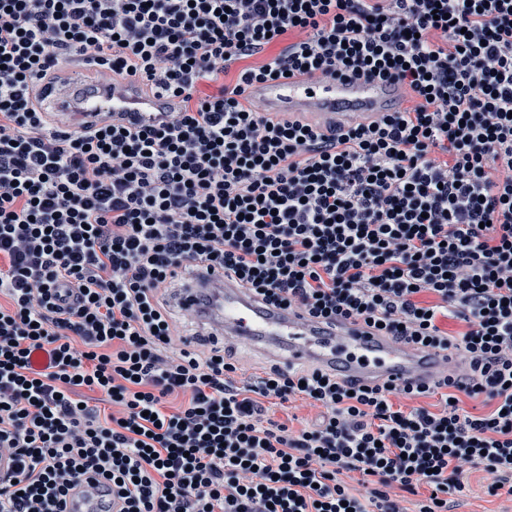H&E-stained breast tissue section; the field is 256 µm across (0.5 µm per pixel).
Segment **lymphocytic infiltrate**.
Listing matches in <instances>:
<instances>
[{
	"instance_id": "obj_1",
	"label": "lymphocytic infiltrate",
	"mask_w": 512,
	"mask_h": 512,
	"mask_svg": "<svg viewBox=\"0 0 512 512\" xmlns=\"http://www.w3.org/2000/svg\"><path fill=\"white\" fill-rule=\"evenodd\" d=\"M74 58L176 106L48 132L38 88ZM286 72L411 104L317 130L244 98ZM217 270L263 306L455 351L442 410L315 367L238 384L231 347L202 327L183 347L175 317ZM297 396L324 413L294 432L268 405ZM2 448L0 512H67L94 476L122 512H409L396 490L423 485L417 512H448L469 465L512 496V0H0Z\"/></svg>"
}]
</instances>
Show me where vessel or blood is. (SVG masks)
Instances as JSON below:
<instances>
[{"label": "vessel or blood", "mask_w": 512, "mask_h": 512, "mask_svg": "<svg viewBox=\"0 0 512 512\" xmlns=\"http://www.w3.org/2000/svg\"><path fill=\"white\" fill-rule=\"evenodd\" d=\"M83 71V63H76L67 90L45 91L66 126L86 125L102 112L112 113L121 122L135 119L154 126L166 119L170 100L141 94L138 80L89 82ZM248 93L262 111L298 117L316 126L362 121L394 111L405 96L404 88L393 82L339 81L327 74L283 76L252 84ZM207 286L216 300L208 320L219 336L228 342L249 341L281 368L314 364L365 384L430 386L448 374L447 352L423 354L375 335L356 321L326 328L299 312L259 306L219 271L210 276ZM120 507L109 483L100 478L80 482L67 497L68 512H119Z\"/></svg>", "instance_id": "1"}]
</instances>
